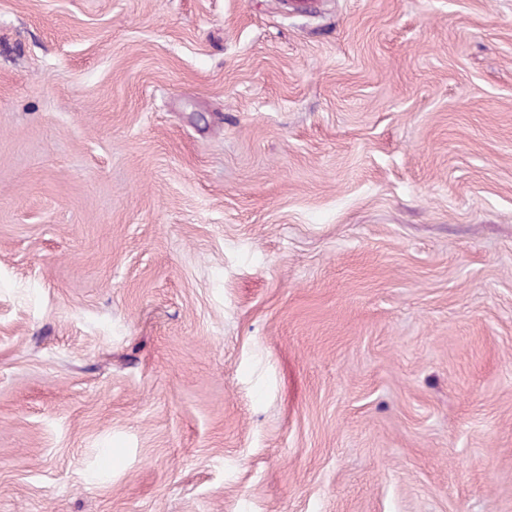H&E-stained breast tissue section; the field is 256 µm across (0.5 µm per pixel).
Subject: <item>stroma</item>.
I'll use <instances>...</instances> for the list:
<instances>
[{
  "instance_id": "stroma-1",
  "label": "stroma",
  "mask_w": 512,
  "mask_h": 512,
  "mask_svg": "<svg viewBox=\"0 0 512 512\" xmlns=\"http://www.w3.org/2000/svg\"><path fill=\"white\" fill-rule=\"evenodd\" d=\"M0 512H512V0H0Z\"/></svg>"
}]
</instances>
